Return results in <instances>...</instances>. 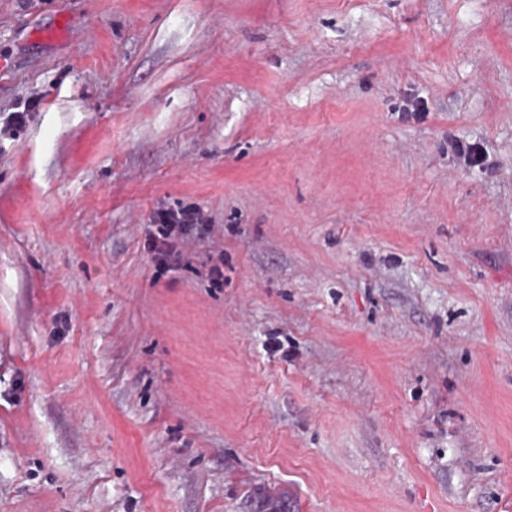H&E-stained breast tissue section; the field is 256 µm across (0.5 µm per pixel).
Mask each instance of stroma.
<instances>
[{
	"label": "stroma",
	"instance_id": "stroma-1",
	"mask_svg": "<svg viewBox=\"0 0 512 512\" xmlns=\"http://www.w3.org/2000/svg\"><path fill=\"white\" fill-rule=\"evenodd\" d=\"M0 61V512H512V0H0ZM71 35L69 19L64 15H60L51 27L39 31L35 38L42 43L54 44L67 40ZM198 218L189 211L173 210L170 208L159 207L155 212V223L159 227L158 238L154 240L153 261L163 267H168L170 261L175 256V246L183 243L189 230L197 225Z\"/></svg>",
	"mask_w": 512,
	"mask_h": 512
}]
</instances>
